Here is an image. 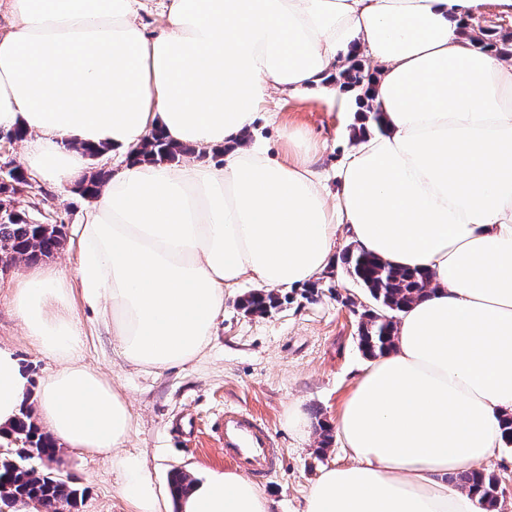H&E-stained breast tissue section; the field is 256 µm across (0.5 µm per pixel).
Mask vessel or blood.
I'll list each match as a JSON object with an SVG mask.
<instances>
[{"label": "vessel or blood", "mask_w": 512, "mask_h": 512, "mask_svg": "<svg viewBox=\"0 0 512 512\" xmlns=\"http://www.w3.org/2000/svg\"><path fill=\"white\" fill-rule=\"evenodd\" d=\"M219 444L225 456L255 480L269 477L277 468L279 456L272 430L250 412L225 409Z\"/></svg>", "instance_id": "obj_1"}]
</instances>
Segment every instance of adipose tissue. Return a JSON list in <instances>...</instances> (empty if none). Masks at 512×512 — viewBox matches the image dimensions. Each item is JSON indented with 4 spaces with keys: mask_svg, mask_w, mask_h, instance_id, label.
Listing matches in <instances>:
<instances>
[{
    "mask_svg": "<svg viewBox=\"0 0 512 512\" xmlns=\"http://www.w3.org/2000/svg\"><path fill=\"white\" fill-rule=\"evenodd\" d=\"M142 0H0V131L31 138L25 169L67 188L88 148L117 171L74 229V279L28 265L10 310L54 369L32 382L0 343V427L28 393L55 444L118 474L129 512H168L142 461L119 456L127 396L81 361L72 299L111 331L129 365L162 372L202 360L226 289L243 279L299 288L336 265L338 231L434 288L398 317L394 348L363 368L335 421L347 463L325 468L301 512H480L448 484L504 446L512 414V58L464 35L512 0H161L146 34ZM372 62L381 129L355 136L336 193L288 125L291 158L237 146L273 95L340 101L351 52ZM220 165L147 163L154 133ZM179 512H273L235 471L194 478Z\"/></svg>",
    "mask_w": 512,
    "mask_h": 512,
    "instance_id": "adipose-tissue-1",
    "label": "adipose tissue"
}]
</instances>
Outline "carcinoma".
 <instances>
[{"label":"carcinoma","mask_w":512,"mask_h":512,"mask_svg":"<svg viewBox=\"0 0 512 512\" xmlns=\"http://www.w3.org/2000/svg\"><path fill=\"white\" fill-rule=\"evenodd\" d=\"M478 45L492 54H507L512 50V36L483 28ZM336 82L356 90L361 119L381 127V113L372 111L369 104L373 73L365 61L356 55L346 58L339 67ZM189 152L191 148L172 144L156 133L135 155L136 159L151 163H175ZM105 177L102 171L91 175L81 184L80 195L95 198ZM65 237L64 225L36 224L23 211L0 216V270L8 271L20 259L37 262L52 257L63 246ZM342 263L372 301V308L360 314L359 342L365 355L375 357L393 347L398 313L428 291L431 276L426 271L392 267L355 247L344 251ZM238 306L248 314L264 316L280 307L281 299L270 292L250 291L238 300ZM11 432L21 442V448L14 458L0 456V503L9 508L17 500H26L53 507L55 512L75 507L79 490L69 480L50 469L38 471L26 464L35 457L46 464L57 453L54 441L33 422L29 408H23ZM452 481L478 496L483 512H501L504 491L495 475L480 470L456 475Z\"/></svg>","instance_id":"1"}]
</instances>
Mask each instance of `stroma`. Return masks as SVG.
Returning <instances> with one entry per match:
<instances>
[{"label":"stroma","mask_w":512,"mask_h":512,"mask_svg":"<svg viewBox=\"0 0 512 512\" xmlns=\"http://www.w3.org/2000/svg\"><path fill=\"white\" fill-rule=\"evenodd\" d=\"M350 119V113L319 101L278 97L260 113L252 136L272 157L284 158L288 150L279 138L280 126L308 132L319 143L313 167L332 191L336 168L353 145ZM89 204L74 189L63 192L46 183L14 201L15 209L36 223L59 220L67 227L79 223ZM23 268V263H16L0 276V341L13 345L36 379L51 364L30 346L9 310L7 285ZM255 288L254 282L245 281L228 295L217 336L203 360L158 375L125 365L111 334L83 306H76L86 333L82 359L126 392L135 421L123 453L145 460L156 489H166L177 469L193 477L232 469L211 427L225 408L237 407L267 421L281 451L277 472L261 484L274 512H300L322 469L345 459L339 442L323 445L321 428L333 426L368 361L359 346L356 313L357 303L367 297L339 268L322 280L318 293L288 290L277 310L259 317L237 305L240 296ZM296 410L302 414L298 422L292 418ZM53 468L81 493L72 512H126L115 493L117 475L96 456L62 449Z\"/></svg>","instance_id":"obj_1"}]
</instances>
